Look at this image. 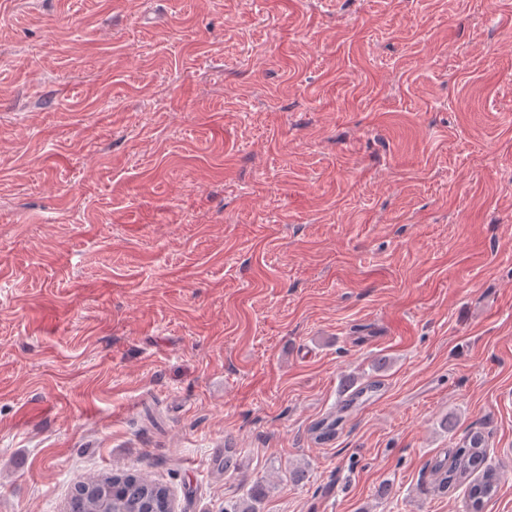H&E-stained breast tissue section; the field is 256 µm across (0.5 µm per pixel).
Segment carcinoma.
<instances>
[{
  "mask_svg": "<svg viewBox=\"0 0 512 512\" xmlns=\"http://www.w3.org/2000/svg\"><path fill=\"white\" fill-rule=\"evenodd\" d=\"M381 383L370 381L360 385L345 399L342 413H330L310 427L312 439L327 443L339 434L345 414L377 397ZM488 440L481 431L469 432L451 456L431 465L432 488L445 495L451 488L468 484V501L474 512H483L484 505L497 495L499 474L487 461ZM266 489L256 484L246 497L224 508V512H258ZM169 489L141 472L126 470L110 476H89L78 481L67 503L68 512H170Z\"/></svg>",
  "mask_w": 512,
  "mask_h": 512,
  "instance_id": "1",
  "label": "carcinoma"
}]
</instances>
